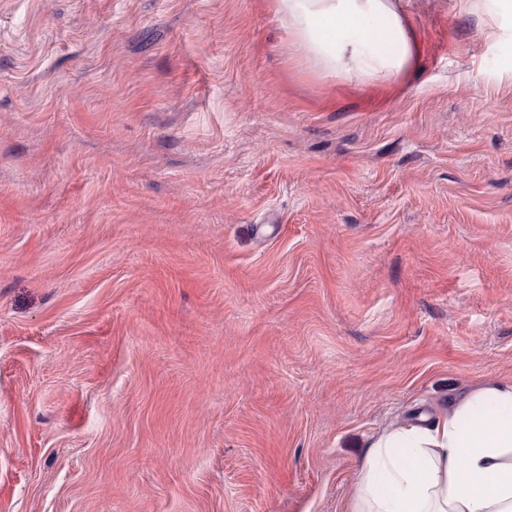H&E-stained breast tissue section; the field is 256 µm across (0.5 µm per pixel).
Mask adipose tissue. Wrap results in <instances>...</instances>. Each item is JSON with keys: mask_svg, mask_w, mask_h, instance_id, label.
Instances as JSON below:
<instances>
[{"mask_svg": "<svg viewBox=\"0 0 512 512\" xmlns=\"http://www.w3.org/2000/svg\"><path fill=\"white\" fill-rule=\"evenodd\" d=\"M288 47L330 78L398 82L418 44L404 0H271ZM348 512H512V379L481 382L428 425L370 444Z\"/></svg>", "mask_w": 512, "mask_h": 512, "instance_id": "adipose-tissue-1", "label": "adipose tissue"}]
</instances>
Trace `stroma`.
I'll list each match as a JSON object with an SVG mask.
<instances>
[{"mask_svg":"<svg viewBox=\"0 0 512 512\" xmlns=\"http://www.w3.org/2000/svg\"><path fill=\"white\" fill-rule=\"evenodd\" d=\"M396 85L269 0H0V512H344L512 377V14Z\"/></svg>","mask_w":512,"mask_h":512,"instance_id":"35a3bbf8","label":"stroma"}]
</instances>
